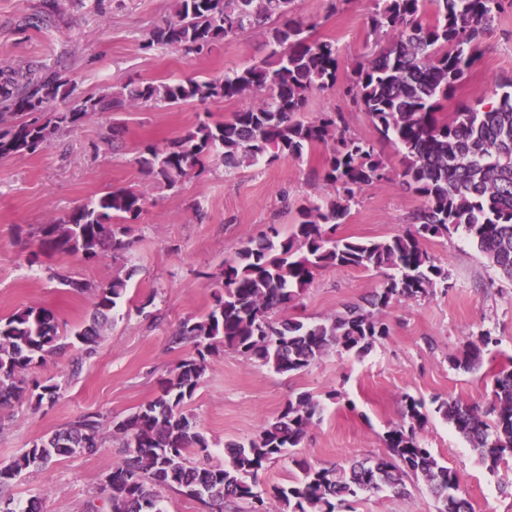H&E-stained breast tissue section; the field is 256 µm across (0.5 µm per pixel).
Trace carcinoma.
Masks as SVG:
<instances>
[{"label": "carcinoma", "instance_id": "cac0c4a2", "mask_svg": "<svg viewBox=\"0 0 512 512\" xmlns=\"http://www.w3.org/2000/svg\"><path fill=\"white\" fill-rule=\"evenodd\" d=\"M427 1L434 18L424 25L419 14ZM292 2L174 0L173 19L156 28L143 49L199 54L241 32H263L272 48L269 58L222 79L140 82L77 97L75 85L56 73L20 80L16 72L0 70V158L40 153L62 132L103 112L250 96L257 100L227 121L201 122L161 148L145 146L138 158L141 169L174 189L211 160L233 172L266 155L300 160L321 145L329 152L323 174L329 193L319 203L298 208L289 235L282 238L271 227L224 263L213 276L210 310L183 320L172 336L175 344L192 345L195 354L160 381L153 399L112 420V436L122 441L126 454L104 477L106 497L99 505L89 503L85 512H163L160 487L214 512L240 502L249 512H269L257 475L266 463L285 457L301 477L274 488L280 512H342L359 497L387 491L408 496L420 482L435 499L437 512H472L459 475L419 439L427 409L410 395L403 399L400 422L386 434L387 453L374 460L316 468L294 457L292 449L302 447L322 412L320 402L304 392L288 399L257 437L229 444L224 464L190 461L191 453L207 455L209 444L185 406L206 372L207 357L219 348L250 356L281 375L303 372L332 350L360 357L389 335L384 313L394 302L418 301L451 288L448 269L435 262L422 240L454 231H463L491 266L512 280V80L481 109L458 105L448 111L456 87L481 57L496 15L512 9V0H377L370 28L385 45L357 63L347 94L380 138L402 152L403 184L423 204L412 214L409 229L370 240H336L333 234L359 192L389 180L387 165L373 143L349 132L342 113L323 112L309 122L295 119L310 92L336 86L338 49L331 41L312 39L311 25L295 15ZM67 100L70 106L57 108ZM144 204L142 194L131 188L107 191L39 225L40 249L87 262L120 259ZM345 266L391 274L383 288L330 316L275 318L296 306L318 270ZM133 273L130 269L93 284L72 277L65 267L51 269V279L93 298L91 320L68 336L46 306H24L0 318V407L25 402L38 409L58 399V383L31 381L28 374L69 348L82 359L94 356ZM495 343L490 332L478 334L449 360L451 368L474 371ZM491 382L486 407L451 398L440 401L435 412L493 472L512 457V360ZM102 430L100 415L87 413L34 441L0 463V491L56 457L95 453L103 444Z\"/></svg>", "mask_w": 512, "mask_h": 512}]
</instances>
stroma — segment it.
Returning <instances> with one entry per match:
<instances>
[{
  "mask_svg": "<svg viewBox=\"0 0 512 512\" xmlns=\"http://www.w3.org/2000/svg\"><path fill=\"white\" fill-rule=\"evenodd\" d=\"M58 2L51 28L39 30L31 20L45 11L46 0H0V69L34 63L75 82L78 95L86 96L142 81L218 78L270 54L263 35L251 30L199 55L171 48L142 50L150 32L171 17L172 0ZM293 7L311 23L313 39L335 42L339 50L335 89L311 93L298 120L343 113L349 131L373 142L389 170L388 181L358 195L336 235L376 239L402 233L409 214L422 202L398 178L401 153L380 141L366 115L345 94L356 63L374 47L368 21L376 0H295ZM484 48L455 92L456 102L477 109L500 79L512 77V9L499 15ZM248 104L241 98L107 112L63 134L38 155L0 159V317L23 306L44 305L55 311L62 331H72L90 318L92 303L49 280V269L63 266L75 278L93 283L111 280L122 266L133 271L115 323L94 357L76 371L71 353L56 354L31 371V378L60 384L58 400L37 410L25 403L0 410L5 420L0 463L85 413H100L109 422L152 400L159 380L193 353L192 346L173 345L171 337L181 321L210 309L211 273L269 226L290 232L298 205L325 197L322 175L328 151L323 147L301 160L264 158L233 173L216 160L204 173L188 176L177 191L137 164L144 145H164L203 121L231 119ZM120 187L137 190L146 200L122 264L40 253L38 225ZM423 247L449 270L451 288L417 302L393 304L386 315L389 336L366 355L333 351L294 376L277 374L227 348L210 357L186 409L209 441L212 463H223L227 443L258 436L264 423L300 392L323 406L302 448L295 451L317 467L386 454L384 437L399 419L404 395L428 404L451 397L486 404L493 373L512 362V281L490 267L464 233L426 239ZM32 254L38 260L31 264L27 258ZM384 281L380 271L321 270L287 314L311 321L334 314ZM144 303L149 306L145 315L138 311ZM486 329L497 343L486 351L480 369H452L450 357ZM103 433L108 440L96 453L59 457L47 468L28 470L5 490V497L17 504L40 497L43 512H84L88 503L101 500L105 475L124 456L109 425ZM418 436L443 465L459 473L474 512H512V458L497 473H489L435 412L429 413ZM353 512L437 509L420 488L408 497L388 492L361 498Z\"/></svg>",
  "mask_w": 512,
  "mask_h": 512,
  "instance_id": "obj_1",
  "label": "stroma"
}]
</instances>
